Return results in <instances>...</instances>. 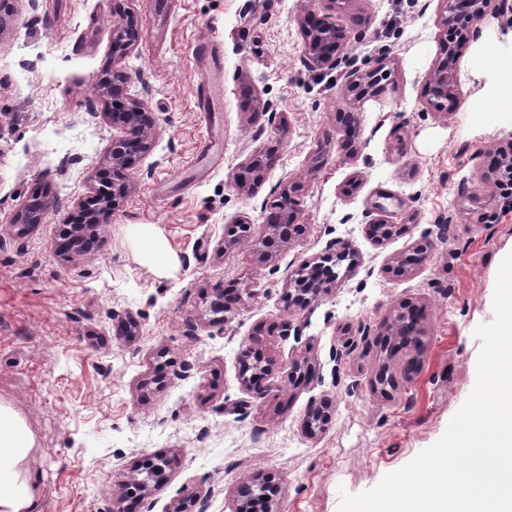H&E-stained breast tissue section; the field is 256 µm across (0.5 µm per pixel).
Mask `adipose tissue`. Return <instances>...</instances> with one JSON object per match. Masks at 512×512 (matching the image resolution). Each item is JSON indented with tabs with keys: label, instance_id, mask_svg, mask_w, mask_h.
<instances>
[{
	"label": "adipose tissue",
	"instance_id": "1",
	"mask_svg": "<svg viewBox=\"0 0 512 512\" xmlns=\"http://www.w3.org/2000/svg\"><path fill=\"white\" fill-rule=\"evenodd\" d=\"M30 450V440L17 419L0 410V506L7 512H34L36 502L27 487L18 485L15 465Z\"/></svg>",
	"mask_w": 512,
	"mask_h": 512
}]
</instances>
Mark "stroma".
I'll use <instances>...</instances> for the list:
<instances>
[{"mask_svg": "<svg viewBox=\"0 0 512 512\" xmlns=\"http://www.w3.org/2000/svg\"><path fill=\"white\" fill-rule=\"evenodd\" d=\"M441 0H0V408L33 446L16 475L39 512H112V499L151 456L171 459L150 512L210 495L232 512L242 483L279 484L274 512H338L435 442L476 382L475 328L493 318L498 266L512 252V207L480 174L512 149V15L489 16L460 59L461 94L439 113L426 80L441 56ZM348 29L347 54L390 74L366 101L346 149L336 115L353 101L339 68L304 61L303 14ZM133 19L137 40L115 52L112 26ZM213 42L224 102L204 111L197 45ZM113 71L146 102L156 147L113 169L123 128L98 86ZM274 151L259 181L239 188L243 163ZM130 190L89 250H57L63 223L102 176ZM297 182L303 232L261 260L231 242L253 238L283 188ZM388 193L387 211L375 210ZM46 204L40 223L17 221ZM394 224L383 243L369 224ZM427 263L395 276V257L424 238ZM355 252L354 271L290 303L302 263ZM242 289L228 314L226 286ZM425 310L421 345L386 342L399 302ZM132 315V337L117 330ZM289 333H281L282 322ZM261 337L273 367L255 399L239 360ZM316 365L297 382L294 363ZM386 370L393 388L381 392ZM332 418L307 435L311 403Z\"/></svg>", "mask_w": 512, "mask_h": 512, "instance_id": "obj_1", "label": "stroma"}]
</instances>
